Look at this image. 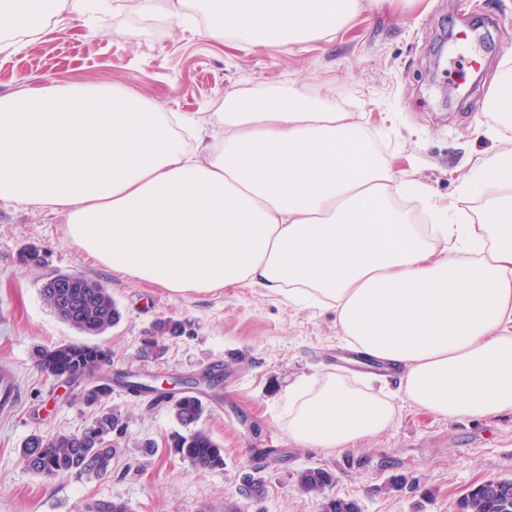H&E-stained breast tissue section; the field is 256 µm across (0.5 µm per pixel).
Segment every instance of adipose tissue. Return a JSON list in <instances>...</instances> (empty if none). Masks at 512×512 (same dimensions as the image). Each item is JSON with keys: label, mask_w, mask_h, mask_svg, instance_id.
Instances as JSON below:
<instances>
[{"label": "adipose tissue", "mask_w": 512, "mask_h": 512, "mask_svg": "<svg viewBox=\"0 0 512 512\" xmlns=\"http://www.w3.org/2000/svg\"><path fill=\"white\" fill-rule=\"evenodd\" d=\"M378 0H197L204 32L287 51L335 39ZM87 0H0V52L83 16ZM512 107L458 187L452 222L423 182L378 152L364 117L292 82L167 112L127 88L23 86L0 96V199L62 217L99 263L173 293L258 287L336 313L359 355L398 389L327 372L288 390L290 441L324 452L374 439L399 403L442 418L512 415ZM431 223H416L410 202Z\"/></svg>", "instance_id": "adipose-tissue-1"}]
</instances>
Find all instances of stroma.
I'll use <instances>...</instances> for the list:
<instances>
[{
    "label": "stroma",
    "mask_w": 512,
    "mask_h": 512,
    "mask_svg": "<svg viewBox=\"0 0 512 512\" xmlns=\"http://www.w3.org/2000/svg\"><path fill=\"white\" fill-rule=\"evenodd\" d=\"M466 31L467 42L457 38ZM477 56L478 67L464 66ZM512 69V0H419L413 6L362 9L335 40L294 52L238 48L162 15H146L136 0H111L98 25L78 21L16 51L0 52V95L20 79L120 84L170 112H218L229 90L299 81L329 88L337 104L364 113L380 128L396 170L414 173L446 207L460 179L491 141L478 137L488 115L473 95H488L503 68ZM45 262L23 263L28 246ZM80 273L109 288L121 320L96 336L112 350L102 376L124 371L143 380L188 377L224 364V384L210 391L199 426L224 446V467L193 468L169 451L178 426L166 407H148L113 386L104 407L120 413L121 451L107 477L47 478L25 468L18 450L32 433L80 431L91 412L80 386L42 374L39 347L84 342L45 305L40 288L56 273ZM159 318L186 323L159 356L140 352ZM350 347L337 334L336 315L295 309L257 288L174 294L104 267L72 244L60 216L0 201V369L13 372L19 406L0 416V512H82L99 501L130 512H223L228 500L243 512H323L325 497L355 501L360 512H457L474 485L512 477V416L445 419L402 405L394 426L342 452H320L289 441L284 401L296 381L335 368ZM157 448L142 455L139 444ZM320 466L335 480L324 495H301L295 479ZM261 468V501L240 497L248 473Z\"/></svg>",
    "instance_id": "stroma-1"
}]
</instances>
